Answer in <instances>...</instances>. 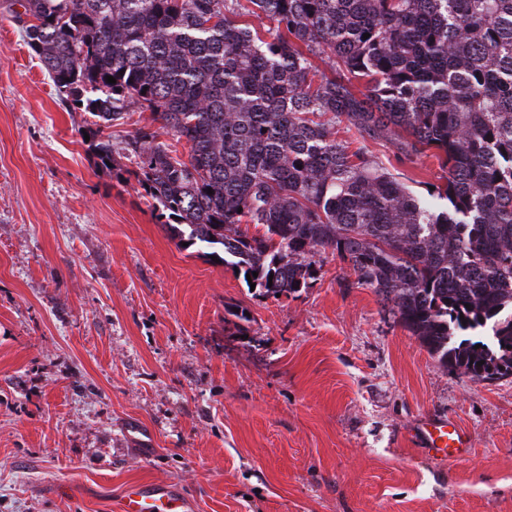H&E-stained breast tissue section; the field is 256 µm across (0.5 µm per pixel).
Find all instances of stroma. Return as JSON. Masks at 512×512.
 <instances>
[{
	"instance_id": "1",
	"label": "stroma",
	"mask_w": 512,
	"mask_h": 512,
	"mask_svg": "<svg viewBox=\"0 0 512 512\" xmlns=\"http://www.w3.org/2000/svg\"><path fill=\"white\" fill-rule=\"evenodd\" d=\"M0 0V512H108L176 482L195 512H512V376L443 368L332 251L296 297L183 247L97 167ZM377 161L425 195L434 157ZM427 418L470 446L440 463Z\"/></svg>"
}]
</instances>
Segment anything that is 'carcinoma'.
Instances as JSON below:
<instances>
[{
  "label": "carcinoma",
  "instance_id": "carcinoma-1",
  "mask_svg": "<svg viewBox=\"0 0 512 512\" xmlns=\"http://www.w3.org/2000/svg\"><path fill=\"white\" fill-rule=\"evenodd\" d=\"M15 3L97 165L121 170L105 130L151 113L125 173L172 237L273 298L330 249L441 366L512 375V0ZM340 124L399 158L438 150L444 183L414 194Z\"/></svg>",
  "mask_w": 512,
  "mask_h": 512
}]
</instances>
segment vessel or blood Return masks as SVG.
<instances>
[{
    "label": "vessel or blood",
    "mask_w": 512,
    "mask_h": 512,
    "mask_svg": "<svg viewBox=\"0 0 512 512\" xmlns=\"http://www.w3.org/2000/svg\"><path fill=\"white\" fill-rule=\"evenodd\" d=\"M426 451L437 460L457 459L467 448V436L455 423L429 420L421 428ZM193 505L176 484L169 482L128 483L114 505V512H192Z\"/></svg>",
    "instance_id": "vessel-or-blood-1"
}]
</instances>
